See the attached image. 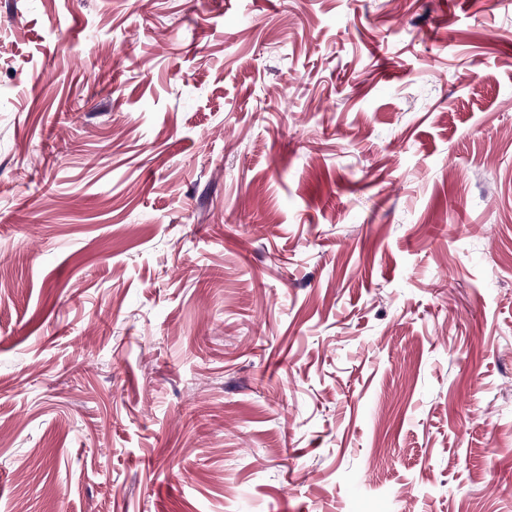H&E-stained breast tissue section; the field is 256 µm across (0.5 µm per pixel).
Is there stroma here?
Masks as SVG:
<instances>
[{"mask_svg":"<svg viewBox=\"0 0 512 512\" xmlns=\"http://www.w3.org/2000/svg\"><path fill=\"white\" fill-rule=\"evenodd\" d=\"M0 512H512V0H0Z\"/></svg>","mask_w":512,"mask_h":512,"instance_id":"obj_1","label":"stroma"}]
</instances>
